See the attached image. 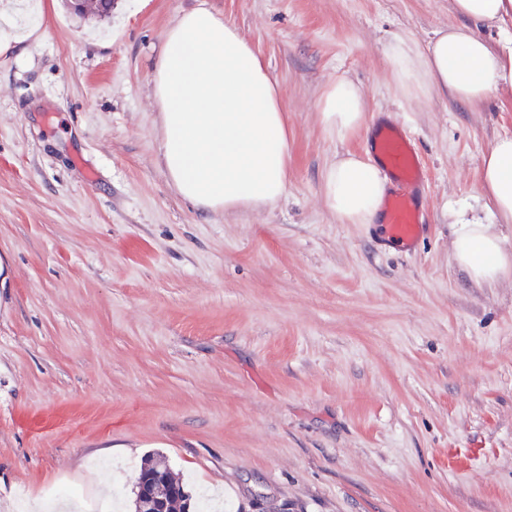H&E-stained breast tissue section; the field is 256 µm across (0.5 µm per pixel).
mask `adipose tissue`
Listing matches in <instances>:
<instances>
[{"instance_id": "1", "label": "adipose tissue", "mask_w": 512, "mask_h": 512, "mask_svg": "<svg viewBox=\"0 0 512 512\" xmlns=\"http://www.w3.org/2000/svg\"><path fill=\"white\" fill-rule=\"evenodd\" d=\"M461 22L424 43L394 36L392 78L402 97L442 91L463 104L512 87V52L496 51L486 30L503 29L512 0H450ZM162 139L161 160L175 192L196 208L235 215L275 207L288 192V125L276 84L239 30L207 4L177 15L163 34L152 77ZM324 129L338 138L369 130L362 88L339 75L319 102ZM392 188L381 159L347 150L326 164L320 194L341 224L380 221ZM478 193L499 223L512 224V135L483 154ZM455 262L478 284L512 273V255L481 220L456 224Z\"/></svg>"}]
</instances>
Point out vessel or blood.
Here are the masks:
<instances>
[{"label":"vessel or blood","mask_w":512,"mask_h":512,"mask_svg":"<svg viewBox=\"0 0 512 512\" xmlns=\"http://www.w3.org/2000/svg\"><path fill=\"white\" fill-rule=\"evenodd\" d=\"M370 147L385 160L396 182L384 203V232L389 239L412 248L424 229L421 211L424 174L419 155L412 140L393 124L380 126L371 136Z\"/></svg>","instance_id":"1"}]
</instances>
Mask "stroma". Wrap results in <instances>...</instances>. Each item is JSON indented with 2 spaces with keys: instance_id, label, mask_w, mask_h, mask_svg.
Segmentation results:
<instances>
[{
  "instance_id": "obj_1",
  "label": "stroma",
  "mask_w": 512,
  "mask_h": 512,
  "mask_svg": "<svg viewBox=\"0 0 512 512\" xmlns=\"http://www.w3.org/2000/svg\"><path fill=\"white\" fill-rule=\"evenodd\" d=\"M112 2L49 0L0 49V512L76 487L133 512L150 455L226 512H512V276L475 285L450 250L462 213L512 254L476 196L512 88L415 101L390 74L394 35L455 23L450 0H207L288 114L286 197L231 217L160 162L154 65L198 0ZM339 75L422 155L414 249L322 203L327 160L367 141L321 124Z\"/></svg>"
}]
</instances>
